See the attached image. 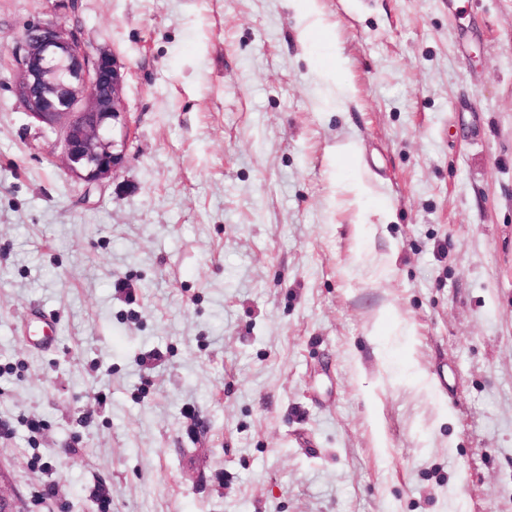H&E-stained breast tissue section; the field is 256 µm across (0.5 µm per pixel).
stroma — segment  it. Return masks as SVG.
<instances>
[{
    "instance_id": "obj_1",
    "label": "stroma",
    "mask_w": 512,
    "mask_h": 512,
    "mask_svg": "<svg viewBox=\"0 0 512 512\" xmlns=\"http://www.w3.org/2000/svg\"><path fill=\"white\" fill-rule=\"evenodd\" d=\"M75 2L0 0V489L512 512V0H316L324 44L294 0ZM33 21L126 67L102 185L15 94Z\"/></svg>"
}]
</instances>
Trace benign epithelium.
Segmentation results:
<instances>
[{"mask_svg":"<svg viewBox=\"0 0 512 512\" xmlns=\"http://www.w3.org/2000/svg\"><path fill=\"white\" fill-rule=\"evenodd\" d=\"M12 55L15 93L32 118L58 133L68 169L89 185L115 176L131 134L118 59L42 22L27 26Z\"/></svg>","mask_w":512,"mask_h":512,"instance_id":"7a95c632","label":"benign epithelium"}]
</instances>
